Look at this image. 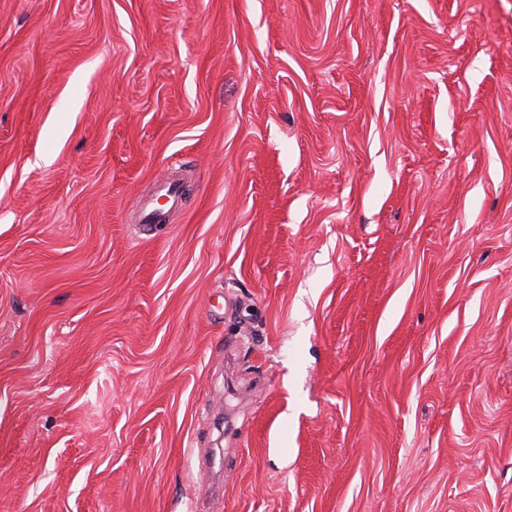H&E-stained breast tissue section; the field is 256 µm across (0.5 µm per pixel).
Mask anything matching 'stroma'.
<instances>
[{"mask_svg":"<svg viewBox=\"0 0 512 512\" xmlns=\"http://www.w3.org/2000/svg\"><path fill=\"white\" fill-rule=\"evenodd\" d=\"M0 512H512V0H0ZM157 189L158 192L162 191L164 193L160 194L158 197H166L167 198V204L168 206L166 209L165 207L163 209H159L157 206H151L150 201L146 200L143 202V208L148 211L146 214V217L148 218V221L151 224H142L143 227L151 228L153 226H156L158 224H166L167 223V217L168 213L171 209L176 208L179 204V196L178 192L172 188L171 185H168L166 181H158L157 182Z\"/></svg>","mask_w":512,"mask_h":512,"instance_id":"35a3bbf8","label":"stroma"}]
</instances>
